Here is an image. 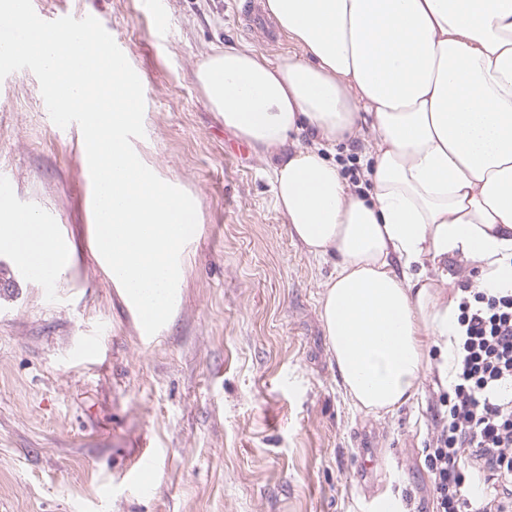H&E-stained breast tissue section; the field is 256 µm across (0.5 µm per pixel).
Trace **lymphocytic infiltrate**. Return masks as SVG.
<instances>
[{"label": "lymphocytic infiltrate", "mask_w": 512, "mask_h": 512, "mask_svg": "<svg viewBox=\"0 0 512 512\" xmlns=\"http://www.w3.org/2000/svg\"><path fill=\"white\" fill-rule=\"evenodd\" d=\"M459 332L426 466L434 512H512V289L456 291Z\"/></svg>", "instance_id": "f902f5d3"}]
</instances>
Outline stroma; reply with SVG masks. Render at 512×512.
<instances>
[{"mask_svg":"<svg viewBox=\"0 0 512 512\" xmlns=\"http://www.w3.org/2000/svg\"><path fill=\"white\" fill-rule=\"evenodd\" d=\"M161 0H33L45 20L92 13L129 53L144 91V137L132 145L198 199L182 303L144 342L91 247L89 175L80 136L50 119L30 70L0 81V170L14 202L76 245L70 272L43 288L0 247V512H432L442 387L424 382L392 412L344 394L320 321L334 259L292 238L254 153L209 108L196 80L213 47L297 52L274 22L248 28L240 5ZM103 339L99 359L83 342ZM143 452L146 489L122 473Z\"/></svg>","mask_w":512,"mask_h":512,"instance_id":"35a3bbf8","label":"stroma"}]
</instances>
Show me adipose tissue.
<instances>
[{"label": "adipose tissue", "instance_id": "adipose-tissue-1", "mask_svg": "<svg viewBox=\"0 0 512 512\" xmlns=\"http://www.w3.org/2000/svg\"><path fill=\"white\" fill-rule=\"evenodd\" d=\"M300 48L213 49L196 70L211 109L273 171L290 235L335 258L321 320L342 388L378 413L447 384L455 257L512 288V0H266ZM308 134L310 145L297 141ZM367 138L363 183L325 153ZM66 274L74 244L0 197V239ZM438 362H430V352Z\"/></svg>", "mask_w": 512, "mask_h": 512}]
</instances>
